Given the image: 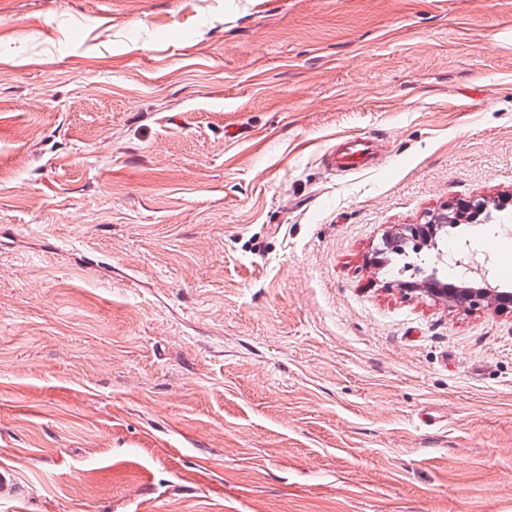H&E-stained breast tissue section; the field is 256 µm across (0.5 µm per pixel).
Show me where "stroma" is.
<instances>
[{
  "label": "stroma",
  "mask_w": 512,
  "mask_h": 512,
  "mask_svg": "<svg viewBox=\"0 0 512 512\" xmlns=\"http://www.w3.org/2000/svg\"><path fill=\"white\" fill-rule=\"evenodd\" d=\"M506 195L512 0H0V512H512V307L370 263ZM371 150L372 145L368 138H353L328 155V164L332 169L342 172L356 170L367 164ZM448 223V213L443 212L439 213L434 218L429 221V224H409L402 227L401 234L403 236H410L411 238H421V236H429L432 240L433 235L436 233L435 231L438 228H442L444 225Z\"/></svg>",
  "instance_id": "35a3bbf8"
}]
</instances>
